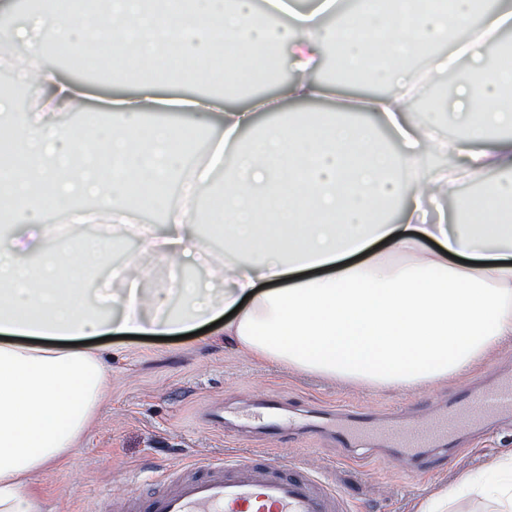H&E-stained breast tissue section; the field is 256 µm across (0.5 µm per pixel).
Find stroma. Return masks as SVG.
Wrapping results in <instances>:
<instances>
[{"instance_id": "35a3bbf8", "label": "stroma", "mask_w": 512, "mask_h": 512, "mask_svg": "<svg viewBox=\"0 0 512 512\" xmlns=\"http://www.w3.org/2000/svg\"><path fill=\"white\" fill-rule=\"evenodd\" d=\"M112 370L110 395L72 459L38 472L42 512H92L98 502L148 488L158 475L191 460L258 450L281 464L298 463L328 475L346 495L351 512H416L419 502L463 473L482 472L512 454V422L484 417L481 430L452 433L454 455L444 471L407 476L403 465L346 462L342 449L321 439L304 440L281 431L272 439L237 441L240 425L255 415L270 391L286 401V424L311 422L313 406L347 402L363 406L372 419H398L423 402L452 404L465 380H445L414 392L377 389L306 374L288 365L259 361L225 347L220 336L195 339H137L101 343ZM229 409L223 430L211 428L204 412L216 400Z\"/></svg>"}]
</instances>
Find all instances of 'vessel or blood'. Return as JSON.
Wrapping results in <instances>:
<instances>
[{
    "label": "vessel or blood",
    "instance_id": "1",
    "mask_svg": "<svg viewBox=\"0 0 512 512\" xmlns=\"http://www.w3.org/2000/svg\"><path fill=\"white\" fill-rule=\"evenodd\" d=\"M512 415V377L479 387L455 407L403 425L367 428L366 413L349 410L332 438L342 448L389 446L411 470L433 467L434 450L447 447L458 423L484 415ZM97 512H349L335 481L282 465L258 454L205 465L185 464L162 475L153 491L113 499Z\"/></svg>",
    "mask_w": 512,
    "mask_h": 512
}]
</instances>
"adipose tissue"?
I'll return each instance as SVG.
<instances>
[{
  "mask_svg": "<svg viewBox=\"0 0 512 512\" xmlns=\"http://www.w3.org/2000/svg\"><path fill=\"white\" fill-rule=\"evenodd\" d=\"M452 0L448 12L424 11L407 24L372 0L339 12L336 0H75L59 13L46 0L27 26L0 31V49L21 42L43 93L24 114L0 95V223L11 226L0 250V512H40L32 477L69 459L106 401L111 370L81 339L110 335L179 336L210 328L225 346L251 358L376 388L415 389L473 370L512 338V71L484 63L483 48L512 25V0ZM368 27L391 48L380 64L355 38ZM461 45L468 72L423 123L407 96L420 81L407 66L417 53ZM75 55L111 43L119 59L110 83H135V95L89 106L90 85L48 64L54 43ZM349 79L387 85L382 94L339 95L314 79L329 46ZM287 51L295 75L288 97L331 101L325 112H285L276 99L229 106L241 90L240 57L255 71ZM179 57L177 74L160 61ZM224 62L222 89L165 97L161 87L198 83L197 66ZM80 109V130L64 115ZM260 112L278 118L249 143ZM373 113L398 134L384 147ZM452 118L457 138L440 135ZM208 134L212 149L192 183L209 191L207 221L223 237L206 246L192 201L170 203L167 185L183 175L187 139ZM454 155L455 168L435 158ZM221 182H213L215 171ZM499 173L486 181L487 173ZM459 177L480 183V199L459 198L460 225L434 215L441 189ZM147 191L163 214L161 230L137 228L130 195ZM70 224L53 234L48 212ZM112 226L113 241L136 238L135 253L93 292L84 270L106 247L81 231ZM52 250H44L47 238ZM187 260L205 268L203 284L175 277L151 289L152 262ZM512 512V454L486 474L461 475L424 500L419 512Z\"/></svg>",
  "mask_w": 512,
  "mask_h": 512,
  "instance_id": "adipose-tissue-1",
  "label": "adipose tissue"
}]
</instances>
